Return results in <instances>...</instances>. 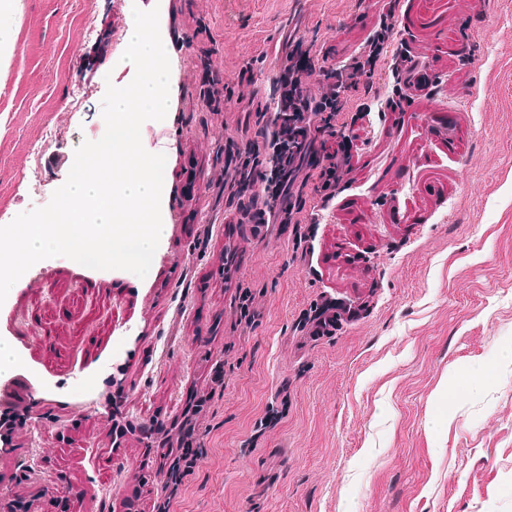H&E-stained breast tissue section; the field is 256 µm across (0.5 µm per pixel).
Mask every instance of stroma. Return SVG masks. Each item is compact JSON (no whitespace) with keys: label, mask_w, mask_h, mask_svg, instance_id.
Returning a JSON list of instances; mask_svg holds the SVG:
<instances>
[{"label":"stroma","mask_w":512,"mask_h":512,"mask_svg":"<svg viewBox=\"0 0 512 512\" xmlns=\"http://www.w3.org/2000/svg\"><path fill=\"white\" fill-rule=\"evenodd\" d=\"M151 0H21L0 80V225L49 203L74 152L103 132L107 84L135 68L114 47ZM174 58L166 222L145 277L41 260L0 304V489L48 512L56 485L22 480L52 447L77 512H512V0H163ZM392 29L387 58L334 131L353 139L331 198L293 187L297 223L230 224L224 155L255 131L251 97L274 98L292 39L305 80ZM426 62L412 85L402 51ZM441 83H434V76ZM403 109H386L388 99ZM362 254L355 265L338 247ZM366 295L323 336L328 301ZM491 381L447 424L441 381ZM208 395L201 457L178 493L141 480L139 436L113 458L112 411L173 425ZM66 428L91 455L59 443Z\"/></svg>","instance_id":"35a3bbf8"}]
</instances>
